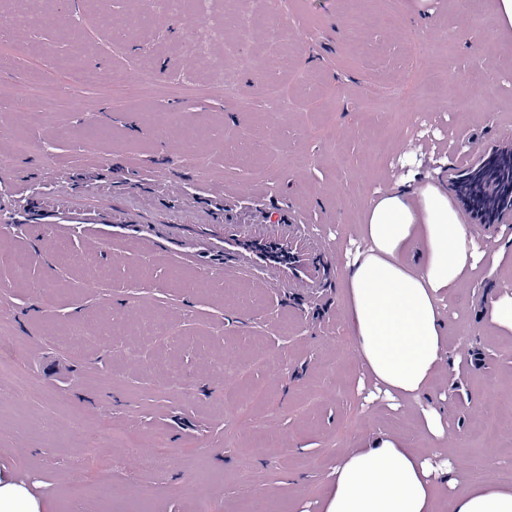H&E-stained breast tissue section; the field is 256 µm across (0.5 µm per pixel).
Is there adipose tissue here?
Masks as SVG:
<instances>
[{
    "label": "adipose tissue",
    "instance_id": "1",
    "mask_svg": "<svg viewBox=\"0 0 512 512\" xmlns=\"http://www.w3.org/2000/svg\"><path fill=\"white\" fill-rule=\"evenodd\" d=\"M428 152L420 141L406 142L400 160L406 170L376 190L365 207L357 246L346 247L342 318L352 340L364 401L419 403L427 434L440 454L417 452L402 434L372 432L339 455L321 512H434L439 494L448 512H512V483H468L450 449L454 430L434 405L423 403L434 377L443 371L445 323L442 304L482 270L494 291L481 313L482 324L512 333V290L502 284L499 263L485 252L448 199V182L423 172ZM421 264L404 256L413 247ZM0 512H48L10 471H0Z\"/></svg>",
    "mask_w": 512,
    "mask_h": 512
}]
</instances>
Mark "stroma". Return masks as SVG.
<instances>
[{"instance_id": "1", "label": "stroma", "mask_w": 512, "mask_h": 512, "mask_svg": "<svg viewBox=\"0 0 512 512\" xmlns=\"http://www.w3.org/2000/svg\"><path fill=\"white\" fill-rule=\"evenodd\" d=\"M137 2L0 0L12 21L0 85L46 73L65 88L55 113H7L0 195L19 211L40 203L65 213L101 178L112 200L111 219L97 224L64 234L9 224L0 234V310L24 363L0 398V468L52 512H319L337 456L361 435L403 433L426 454L436 446L415 404L354 401L334 252L390 177L375 151L414 137L457 161L512 141V29L499 28L493 0H212L208 27L247 31L245 41L188 50L191 16L160 10L114 45L111 19ZM418 8L422 26L409 22ZM388 12L401 26L382 24ZM144 66L165 93L114 107L111 83ZM82 68L109 77L75 86ZM273 77L286 103L267 98ZM194 138L195 169L182 151ZM21 140L31 152L17 150ZM144 195L141 222L121 223ZM295 222L318 231L306 241L309 291L230 282L173 256L196 241L284 240ZM76 254L84 267L70 265ZM487 292L477 271L447 301V352L469 337L482 365L459 360L431 384L465 470L512 459V334L476 324ZM260 351L255 376L271 394L247 409L228 365ZM490 394L501 417L477 439L473 401ZM49 415L69 429L46 431ZM112 429L144 439L130 448L111 441ZM161 450L177 456L181 481L143 467ZM258 485L264 493L252 497Z\"/></svg>"}]
</instances>
